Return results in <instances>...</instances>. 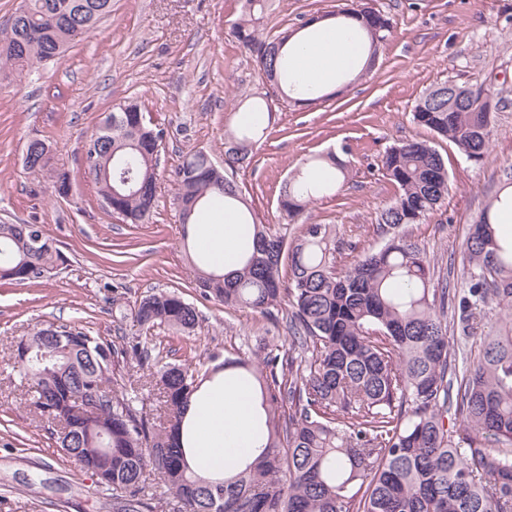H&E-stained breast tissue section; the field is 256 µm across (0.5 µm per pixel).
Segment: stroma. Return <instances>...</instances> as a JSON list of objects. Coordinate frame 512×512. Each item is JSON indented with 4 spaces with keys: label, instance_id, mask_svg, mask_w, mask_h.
<instances>
[{
    "label": "stroma",
    "instance_id": "obj_1",
    "mask_svg": "<svg viewBox=\"0 0 512 512\" xmlns=\"http://www.w3.org/2000/svg\"><path fill=\"white\" fill-rule=\"evenodd\" d=\"M356 0H271L264 33L293 31L312 16L336 17ZM392 31L375 67L311 106L278 109L238 180L259 218L287 236L301 225L330 224L345 265L378 247L377 217L397 194L384 175L386 149L403 140L434 143L448 168V197L409 236L447 275L475 216L512 166V0H369ZM243 0H112V11L64 56L20 73L0 64V224H40L65 254L56 273L27 283L0 282V512H112L97 480L59 452L46 424L11 376L15 338L45 323L76 324L111 344L137 334L130 306L157 289L193 303L199 326L185 335L167 326L148 333L168 362L205 363L266 346L288 350L284 320L201 297L184 250L173 176L184 155L224 159V131L249 111L263 76L236 39ZM493 81L506 102L493 114L483 161L414 123L412 110L445 82ZM136 102L164 128L157 201L148 223L111 214L85 172L83 145L112 108ZM49 147L69 173V197L50 178L27 173L30 139ZM333 152L346 164L335 189L284 221L278 199L304 160Z\"/></svg>",
    "mask_w": 512,
    "mask_h": 512
}]
</instances>
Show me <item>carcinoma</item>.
<instances>
[{
  "label": "carcinoma",
  "mask_w": 512,
  "mask_h": 512,
  "mask_svg": "<svg viewBox=\"0 0 512 512\" xmlns=\"http://www.w3.org/2000/svg\"><path fill=\"white\" fill-rule=\"evenodd\" d=\"M112 0H25L0 39V58L23 72L58 60L90 33ZM268 0H245L234 25L264 79L294 104L280 78L289 35L262 26ZM362 19L369 63L391 32V19L367 3L344 12ZM224 135V166L203 151L187 153L175 171L181 223L231 199L252 230L240 267L230 275L202 268L184 245L205 298L266 317L286 311L291 351L283 358L255 351L224 360L228 376L259 386L266 442L244 468L207 480L188 465L180 426L197 391L201 366L165 362L141 336L122 349L79 327L48 324L16 343L13 375L48 422L69 428L57 438L63 456L83 471L102 470L99 494L112 512H151V477L182 505L180 512H512V321L484 331L494 304L512 310V248L500 244L480 212L461 251L463 275L437 285L431 259L403 228L421 223L448 196V170L427 141L388 147L382 167L397 187L378 215L384 245L337 268L330 224H304L288 239L258 220L237 181L251 162L254 134L272 123L271 107ZM413 121L481 160L491 135L484 112L448 113V83L415 104ZM164 131L146 123L134 102L110 112L84 143L88 175L107 208L132 224L147 222L156 201L158 153ZM24 168L49 170L46 143L27 144ZM334 171L321 176L325 164ZM346 165L335 154L295 171L279 200L292 219L336 182ZM42 244L31 247V234ZM66 259L40 224H0V281L25 283L54 272ZM288 267L283 279L282 267ZM141 329L167 325L184 334L198 326L195 306L156 292L131 307ZM31 350L23 357L22 349ZM134 360L156 379L164 413L157 422L144 397L112 388L120 365ZM100 395L88 411L78 403ZM461 432L448 427V413Z\"/></svg>",
  "instance_id": "carcinoma-1"
}]
</instances>
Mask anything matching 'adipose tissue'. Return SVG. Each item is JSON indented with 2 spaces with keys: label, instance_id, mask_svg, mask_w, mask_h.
<instances>
[{
  "label": "adipose tissue",
  "instance_id": "adipose-tissue-1",
  "mask_svg": "<svg viewBox=\"0 0 512 512\" xmlns=\"http://www.w3.org/2000/svg\"><path fill=\"white\" fill-rule=\"evenodd\" d=\"M360 21L323 18L288 42V71L295 78L294 96L312 99L336 89L361 70L366 49L355 33ZM193 245L210 265L224 273L237 269L244 229L235 210L226 209L193 227ZM256 394L253 388L225 383L223 372L204 380L193 395L182 424L185 458L199 475L222 479L250 454L256 438Z\"/></svg>",
  "mask_w": 512,
  "mask_h": 512
}]
</instances>
